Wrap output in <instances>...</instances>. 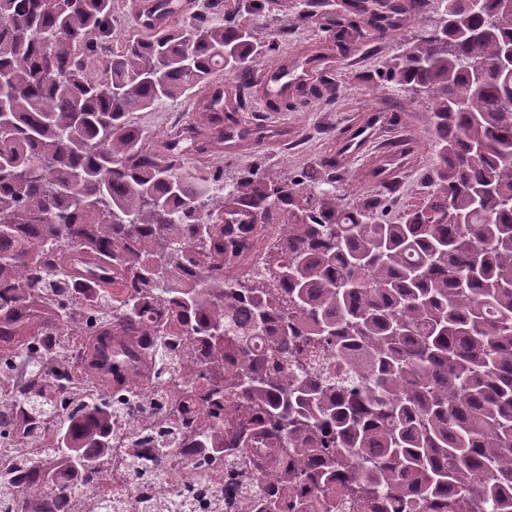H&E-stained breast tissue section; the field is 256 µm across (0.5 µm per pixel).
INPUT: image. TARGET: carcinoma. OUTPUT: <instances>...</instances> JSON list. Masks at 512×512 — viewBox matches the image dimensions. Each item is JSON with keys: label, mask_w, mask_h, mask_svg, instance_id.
<instances>
[{"label": "carcinoma", "mask_w": 512, "mask_h": 512, "mask_svg": "<svg viewBox=\"0 0 512 512\" xmlns=\"http://www.w3.org/2000/svg\"><path fill=\"white\" fill-rule=\"evenodd\" d=\"M501 0H396L372 13L423 19L386 62L385 82L431 112L436 167L426 193L390 221L384 199L347 205L336 178L252 169L224 190L219 174L186 165L178 140L148 147L133 113L194 92L222 71L236 78L278 50L234 15L198 17L109 46L113 0H0V336L53 332L67 345L78 295L118 310L113 326L139 322L150 302L172 318L151 329L160 369L181 365L187 339L214 348L195 378L231 354L241 370L194 392L191 419L139 437L156 470L130 457L136 512H206L218 495L188 485L153 496L154 476L188 432L212 454L198 467L247 458L256 425L280 437L285 485L259 512H512V86L498 75L512 19ZM105 60L100 75L94 59ZM484 82L472 88L471 68ZM274 225L263 266L228 278L252 247L251 226ZM125 288L112 299V279ZM270 337L266 350L253 337ZM44 374L18 405L19 428L0 425V512H92L67 500L53 470L34 471L54 386ZM111 399L69 409L52 447L78 457L81 477L110 459ZM232 411L229 440L214 431Z\"/></svg>", "instance_id": "1"}]
</instances>
